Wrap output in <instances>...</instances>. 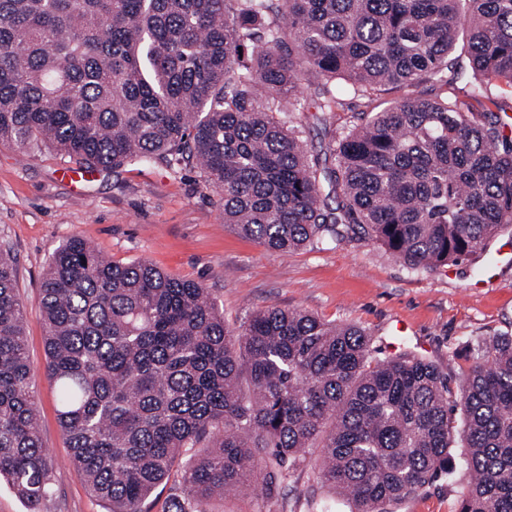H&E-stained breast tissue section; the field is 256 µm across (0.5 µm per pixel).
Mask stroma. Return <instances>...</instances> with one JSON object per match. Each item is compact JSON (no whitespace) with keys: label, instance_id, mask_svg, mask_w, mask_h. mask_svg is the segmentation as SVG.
I'll use <instances>...</instances> for the list:
<instances>
[{"label":"stroma","instance_id":"35a3bbf8","mask_svg":"<svg viewBox=\"0 0 512 512\" xmlns=\"http://www.w3.org/2000/svg\"><path fill=\"white\" fill-rule=\"evenodd\" d=\"M377 109V101L350 98L329 124L304 120L308 151L326 153L331 129ZM66 173L48 149L33 153L0 143V245L16 258L41 438L54 462V493L40 512H105L66 463L58 390L45 372L39 288L52 254L71 237L88 239L112 260L147 259L174 278L202 283L230 327L269 306L302 309L357 325L389 352L408 348L436 361L454 389L489 339L512 335V261L414 271L365 238L281 255L227 226L197 171L128 166L84 172L75 181ZM448 465L452 478L428 484L399 512H456L469 481L460 449H451ZM314 497L334 500L335 494L307 463L274 486L272 512H312Z\"/></svg>","mask_w":512,"mask_h":512}]
</instances>
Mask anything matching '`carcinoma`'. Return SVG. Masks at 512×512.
Listing matches in <instances>:
<instances>
[{"instance_id": "obj_1", "label": "carcinoma", "mask_w": 512, "mask_h": 512, "mask_svg": "<svg viewBox=\"0 0 512 512\" xmlns=\"http://www.w3.org/2000/svg\"><path fill=\"white\" fill-rule=\"evenodd\" d=\"M462 48L464 72L448 68ZM465 80L467 99L444 89ZM512 86V0H0V141L84 172L203 173L224 223L274 253L364 235L413 270L485 254L512 231V138L482 118ZM441 89L335 131L321 166L281 117ZM334 204H329L328 200ZM68 465L106 512H204L269 487L321 448L317 480L350 512H394L466 449L458 512H512V336L457 391L432 362L351 324L267 307L239 327L209 289L74 237L39 297ZM24 307L0 251V478L53 494ZM182 488L180 471H174L166 485H161L146 502L145 512H163L165 502L173 494L180 493Z\"/></svg>"}]
</instances>
